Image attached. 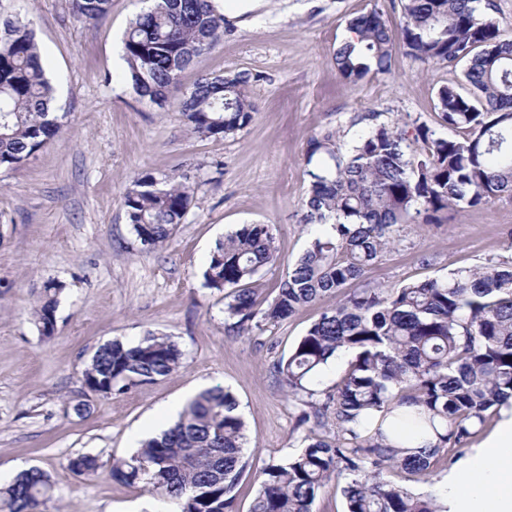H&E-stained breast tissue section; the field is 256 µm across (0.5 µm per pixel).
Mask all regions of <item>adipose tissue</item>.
Masks as SVG:
<instances>
[{
    "label": "adipose tissue",
    "mask_w": 512,
    "mask_h": 512,
    "mask_svg": "<svg viewBox=\"0 0 512 512\" xmlns=\"http://www.w3.org/2000/svg\"><path fill=\"white\" fill-rule=\"evenodd\" d=\"M447 512H512V400L493 429L442 481Z\"/></svg>",
    "instance_id": "obj_1"
}]
</instances>
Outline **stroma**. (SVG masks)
I'll use <instances>...</instances> for the list:
<instances>
[{"instance_id":"obj_1","label":"stroma","mask_w":512,"mask_h":512,"mask_svg":"<svg viewBox=\"0 0 512 512\" xmlns=\"http://www.w3.org/2000/svg\"><path fill=\"white\" fill-rule=\"evenodd\" d=\"M143 0H112L108 15L77 21L69 0H0V16L33 23L63 134L26 163L0 169V474L38 466L55 483L44 512H162L142 484L112 479L113 460L132 456L137 439L169 426L165 408L223 387L246 423L251 469L237 489L248 512L256 470L297 453L307 433L297 415L309 396L290 393L275 366L327 306L319 301L282 322L228 332L224 296L204 285L217 242L245 224H268L277 260L259 273V301L272 303L288 269L314 233L305 224L311 138L331 133L345 145L376 113L393 126L409 120L449 136L436 108L441 84L458 70L413 59L395 48L389 74L352 84L331 64L346 22L380 7L392 26L400 0H264L184 70L165 106L135 95L122 39ZM251 75L252 122L228 137H201L177 108L204 73ZM187 180L193 192L183 224L161 249L143 247L128 224L123 196L142 173ZM394 248L360 280L397 288L449 268L512 262V195L435 224L397 227ZM63 284L52 336L32 311L48 283ZM171 335L183 366L127 393L89 392L81 371L112 340L146 332ZM97 457L93 476L69 459Z\"/></svg>"}]
</instances>
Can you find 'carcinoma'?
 <instances>
[{
  "instance_id": "carcinoma-1",
  "label": "carcinoma",
  "mask_w": 512,
  "mask_h": 512,
  "mask_svg": "<svg viewBox=\"0 0 512 512\" xmlns=\"http://www.w3.org/2000/svg\"><path fill=\"white\" fill-rule=\"evenodd\" d=\"M111 2L71 0V9L78 20L94 21L108 14ZM147 2L129 22L122 56L134 92L160 105L181 72L224 38V13L214 0ZM401 10L396 31L376 6L353 16L347 26L355 39L336 48L332 64L349 83L385 75L398 39L417 60L462 66L469 93L443 84L436 107L441 122L463 136L441 137L418 126L411 132L405 120L362 129L344 151L330 133L310 140L305 223L317 231L273 302L258 308L251 288L277 259L267 224H246L218 241L203 273L206 287L224 292V314L237 329L258 317L286 320L360 280L402 224H433L449 208L465 211L512 193V41L500 37L493 0H401ZM250 83L246 71L203 76L183 94L179 112L198 135H232L253 120ZM53 100L32 22L4 19L0 169L27 161L61 133L63 117L48 109ZM191 202L187 183L151 174L138 176L123 197L128 223L149 249L168 242ZM62 289L48 284L33 309L44 336L55 331ZM338 353L348 355L343 374L297 416L298 425L309 426L302 449L256 474L249 512H313L318 490L333 479L344 480L345 512H444L435 496L416 494L387 475L400 470L428 481L435 465L451 462L454 449L512 398V264L452 268L399 288H356L321 313L277 372L289 391L311 395L307 384ZM181 359L172 337L149 331L135 343L102 346L82 378L122 392L171 375ZM399 408L415 427L432 428L436 443L416 453L389 443L382 423ZM330 421L336 424L332 441L316 433ZM245 442L234 396L214 387L196 395L136 454L116 460L110 475L144 483L177 512H236ZM69 469L88 475L98 461L77 456ZM54 490L50 474L31 467L0 486V512H42Z\"/></svg>"
}]
</instances>
